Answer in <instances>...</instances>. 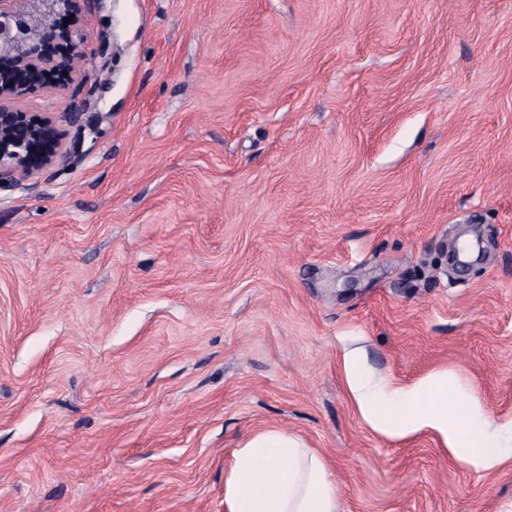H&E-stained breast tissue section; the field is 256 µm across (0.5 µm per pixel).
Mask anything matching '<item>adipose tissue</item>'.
<instances>
[{
  "label": "adipose tissue",
  "mask_w": 512,
  "mask_h": 512,
  "mask_svg": "<svg viewBox=\"0 0 512 512\" xmlns=\"http://www.w3.org/2000/svg\"><path fill=\"white\" fill-rule=\"evenodd\" d=\"M349 389L362 417L393 437L437 434L457 460L488 472L512 462L500 445L512 420L494 424L480 401L454 390L448 372L409 385L372 382L356 356L345 360ZM226 512H336V484L327 459L287 434L265 432L236 449L225 481Z\"/></svg>",
  "instance_id": "1"
}]
</instances>
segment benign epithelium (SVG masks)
<instances>
[{
  "mask_svg": "<svg viewBox=\"0 0 512 512\" xmlns=\"http://www.w3.org/2000/svg\"><path fill=\"white\" fill-rule=\"evenodd\" d=\"M15 9L0 6V191L14 187L34 171L68 158L51 118H38L17 107L21 89L48 84V75L63 71L76 82L65 116L79 121L102 93L95 72L83 66L85 13L102 0H14ZM40 14L66 16L70 22L44 28L39 47L31 43L30 21Z\"/></svg>",
  "mask_w": 512,
  "mask_h": 512,
  "instance_id": "benign-epithelium-1",
  "label": "benign epithelium"
}]
</instances>
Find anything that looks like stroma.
I'll return each instance as SVG.
<instances>
[{"label":"stroma","instance_id":"obj_1","mask_svg":"<svg viewBox=\"0 0 512 512\" xmlns=\"http://www.w3.org/2000/svg\"><path fill=\"white\" fill-rule=\"evenodd\" d=\"M82 29L97 105L16 98L74 157L0 191V512H225L268 431L329 459L336 512H512V467L373 429L343 367L512 416V0H103Z\"/></svg>","mask_w":512,"mask_h":512}]
</instances>
